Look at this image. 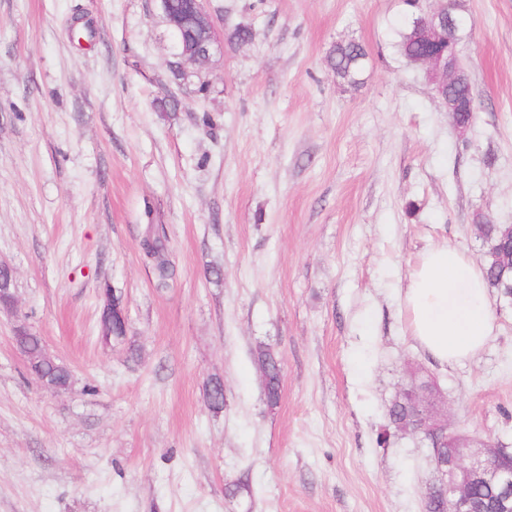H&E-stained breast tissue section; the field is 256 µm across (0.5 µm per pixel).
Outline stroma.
<instances>
[{
  "mask_svg": "<svg viewBox=\"0 0 512 512\" xmlns=\"http://www.w3.org/2000/svg\"><path fill=\"white\" fill-rule=\"evenodd\" d=\"M459 4L463 132L394 46L403 0H210L204 93L175 84L154 0H0V512H423L427 444H377L410 366L450 431L512 447V304L490 293L495 338L447 366L402 303L426 249L479 264L476 224H512V0ZM238 24L251 41L225 40ZM351 40L354 86L329 61ZM170 92L174 116L153 106ZM111 295L127 332L107 342ZM20 324L68 393L29 370ZM262 344L284 367L273 407ZM329 59L337 77L356 85L358 76L365 67L366 52L357 42H339L330 51ZM153 232L155 245L152 253H146L155 261V274L157 287L164 288L167 286L168 280L171 278L173 271L171 264L167 259L166 252V233L163 227L158 224H148Z\"/></svg>",
  "mask_w": 512,
  "mask_h": 512,
  "instance_id": "obj_1",
  "label": "stroma"
}]
</instances>
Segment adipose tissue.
Masks as SVG:
<instances>
[{
	"label": "adipose tissue",
	"instance_id": "adipose-tissue-1",
	"mask_svg": "<svg viewBox=\"0 0 512 512\" xmlns=\"http://www.w3.org/2000/svg\"><path fill=\"white\" fill-rule=\"evenodd\" d=\"M402 302L414 340L443 364L473 357L495 334L482 269L456 246H434L421 255Z\"/></svg>",
	"mask_w": 512,
	"mask_h": 512
}]
</instances>
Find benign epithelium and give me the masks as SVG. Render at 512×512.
Wrapping results in <instances>:
<instances>
[{
  "label": "benign epithelium",
  "instance_id": "1",
  "mask_svg": "<svg viewBox=\"0 0 512 512\" xmlns=\"http://www.w3.org/2000/svg\"><path fill=\"white\" fill-rule=\"evenodd\" d=\"M162 17L172 30L187 28L208 31V38L196 43L180 55V65L185 78L196 77L206 82L200 65L207 62L219 49L215 32V21L207 8V0H185L181 10L172 8V0H157ZM430 0H417L422 14L418 34L430 44H445L447 50L433 53L421 59L426 78L434 86L437 97L453 112L475 111L474 97L450 98L448 85L466 77L459 64L457 50L452 48L453 35L457 31L455 6L451 0H437V6H428ZM421 431L430 445L438 447L454 435L448 432L446 413L434 407L423 408ZM512 458V452L501 446L488 444L481 449L457 448L448 464L437 466L438 481L448 484V507L446 512H465L471 487L478 482H500L512 486V468H501L499 462L504 456Z\"/></svg>",
  "mask_w": 512,
  "mask_h": 512
}]
</instances>
